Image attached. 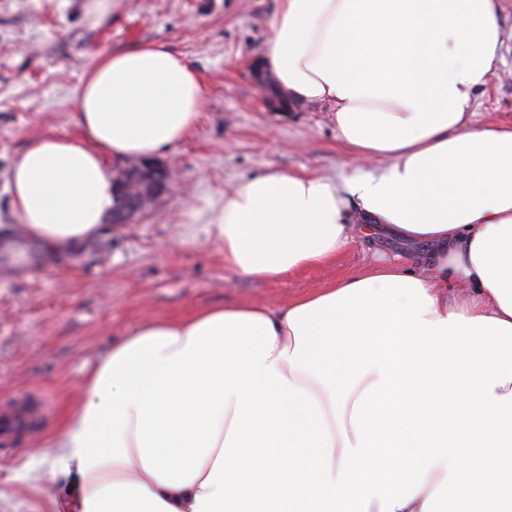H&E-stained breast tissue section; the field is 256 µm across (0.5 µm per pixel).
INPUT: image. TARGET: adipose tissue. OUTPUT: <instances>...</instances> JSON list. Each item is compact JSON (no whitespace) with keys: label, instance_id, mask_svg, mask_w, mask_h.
<instances>
[{"label":"adipose tissue","instance_id":"ef3b65f1","mask_svg":"<svg viewBox=\"0 0 512 512\" xmlns=\"http://www.w3.org/2000/svg\"><path fill=\"white\" fill-rule=\"evenodd\" d=\"M499 9L280 0L262 51L280 88L329 104L355 157L389 165L345 194L275 170L207 201L225 266L277 280L335 259L353 194L401 238L436 243L435 272L385 265L284 308L227 302L144 322L83 383L53 442L79 512H512V127L471 120L499 61ZM204 96L164 43L93 59L80 135L37 138L13 165L25 233L50 251L96 236L109 159L181 141ZM379 404L399 413L367 432ZM411 452L420 463L397 480Z\"/></svg>","mask_w":512,"mask_h":512}]
</instances>
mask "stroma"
Segmentation results:
<instances>
[{"instance_id": "stroma-1", "label": "stroma", "mask_w": 512, "mask_h": 512, "mask_svg": "<svg viewBox=\"0 0 512 512\" xmlns=\"http://www.w3.org/2000/svg\"><path fill=\"white\" fill-rule=\"evenodd\" d=\"M496 73L476 87L478 126L512 125V0H502ZM278 0H116L106 18L87 0H0V407L29 427L0 437V512H64L51 442L72 395L112 346L149 318H175L227 301L284 306L381 260L426 264L432 246L382 225L328 263L270 281L224 265L208 239L206 200L272 170L324 176L338 187L376 174L338 140L324 103L273 111L252 73ZM161 42L198 73L199 119L159 159L170 187L131 224L81 248L49 252L28 239L11 207L17 157L34 139L78 134L77 102L99 55ZM195 198L189 212L184 198Z\"/></svg>"}]
</instances>
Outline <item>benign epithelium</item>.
Segmentation results:
<instances>
[{
    "label": "benign epithelium",
    "mask_w": 512,
    "mask_h": 512,
    "mask_svg": "<svg viewBox=\"0 0 512 512\" xmlns=\"http://www.w3.org/2000/svg\"><path fill=\"white\" fill-rule=\"evenodd\" d=\"M253 72L270 106L280 112L289 111L290 102L280 92L271 74L259 64L254 65ZM114 180L121 185L130 184L133 197L127 200L126 208L112 211L111 223L127 224L128 216L142 213L153 198L167 191L169 170L160 161L141 160L131 169L118 173Z\"/></svg>",
    "instance_id": "benign-epithelium-1"
}]
</instances>
